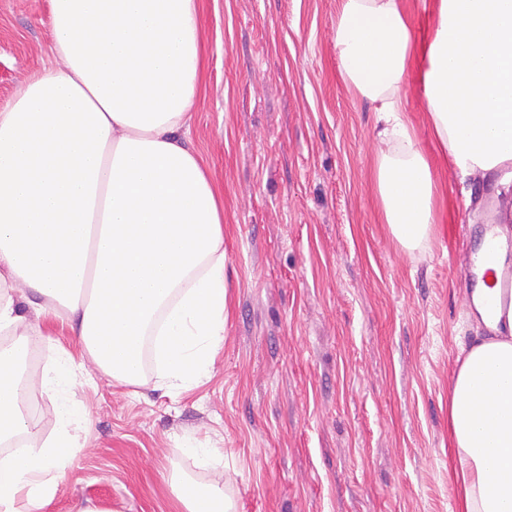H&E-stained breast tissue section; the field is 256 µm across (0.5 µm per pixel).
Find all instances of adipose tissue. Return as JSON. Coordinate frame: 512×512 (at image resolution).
<instances>
[{
    "mask_svg": "<svg viewBox=\"0 0 512 512\" xmlns=\"http://www.w3.org/2000/svg\"><path fill=\"white\" fill-rule=\"evenodd\" d=\"M198 11L199 0H48L53 61L0 108V332L24 326L12 293L25 289L121 385L142 378L145 336L169 391L207 378L224 343V204L181 142L203 62ZM431 16L419 37L401 0H340L336 20L340 77L372 103L384 145L378 207L409 250L432 236L440 196L404 106L409 68L442 154L512 196V0H434ZM490 236L472 292L485 333L460 347L448 390L459 512H512V307L487 303L492 274L512 268V226ZM14 371L0 352V433L33 445L0 455V512L21 498L43 512L72 461L70 431L89 418L70 354L42 379L50 438L22 413L32 392Z\"/></svg>",
    "mask_w": 512,
    "mask_h": 512,
    "instance_id": "ef3b65f1",
    "label": "adipose tissue"
}]
</instances>
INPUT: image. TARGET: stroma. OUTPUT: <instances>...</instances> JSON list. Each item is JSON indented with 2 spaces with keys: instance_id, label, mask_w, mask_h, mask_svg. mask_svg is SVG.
<instances>
[{
  "instance_id": "1",
  "label": "stroma",
  "mask_w": 512,
  "mask_h": 512,
  "mask_svg": "<svg viewBox=\"0 0 512 512\" xmlns=\"http://www.w3.org/2000/svg\"><path fill=\"white\" fill-rule=\"evenodd\" d=\"M339 0H200L205 64L184 143L224 198V345L207 379L168 393L145 356L113 385L60 320L16 291L38 359L29 414L56 430L41 378L58 350L80 370L91 424L44 512H183L169 477L217 484L235 512H456L448 478V383L467 316L455 255L487 221L439 153L417 89L408 115L443 185L423 248L384 223L370 176L369 100L349 92L334 48ZM47 0H0V107L51 59ZM213 449L214 463L185 455Z\"/></svg>"
}]
</instances>
